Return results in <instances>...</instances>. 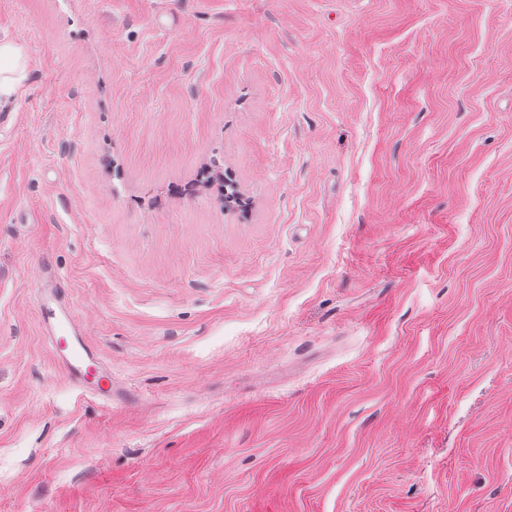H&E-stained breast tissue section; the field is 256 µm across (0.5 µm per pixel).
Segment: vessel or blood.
I'll return each instance as SVG.
<instances>
[{
  "mask_svg": "<svg viewBox=\"0 0 512 512\" xmlns=\"http://www.w3.org/2000/svg\"><path fill=\"white\" fill-rule=\"evenodd\" d=\"M38 315L41 325L50 331L48 341L58 367L76 388H84L86 375L100 366L98 354L66 309L57 310L46 303L39 307Z\"/></svg>",
  "mask_w": 512,
  "mask_h": 512,
  "instance_id": "b4317fda",
  "label": "vessel or blood"
}]
</instances>
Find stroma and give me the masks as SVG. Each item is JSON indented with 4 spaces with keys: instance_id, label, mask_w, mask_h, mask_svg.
I'll return each instance as SVG.
<instances>
[{
    "instance_id": "35a3bbf8",
    "label": "stroma",
    "mask_w": 512,
    "mask_h": 512,
    "mask_svg": "<svg viewBox=\"0 0 512 512\" xmlns=\"http://www.w3.org/2000/svg\"><path fill=\"white\" fill-rule=\"evenodd\" d=\"M3 34L0 512H512V0H0ZM50 294L123 406L57 369ZM28 69L21 47L6 37L0 38V107L22 92Z\"/></svg>"
}]
</instances>
